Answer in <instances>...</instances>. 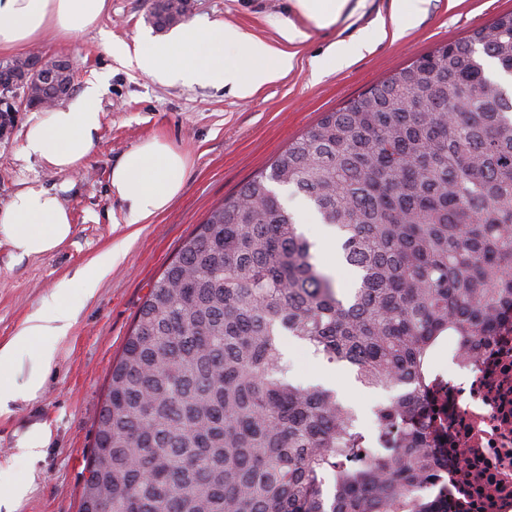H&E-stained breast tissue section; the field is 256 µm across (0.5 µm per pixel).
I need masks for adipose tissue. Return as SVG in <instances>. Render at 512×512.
Here are the masks:
<instances>
[{"label":"adipose tissue","mask_w":512,"mask_h":512,"mask_svg":"<svg viewBox=\"0 0 512 512\" xmlns=\"http://www.w3.org/2000/svg\"><path fill=\"white\" fill-rule=\"evenodd\" d=\"M425 0H396L389 16L378 18L374 40L339 42L330 51L334 63L350 65L369 52L374 41L402 39L422 13ZM106 0H0V51H14L45 31L70 39L96 27ZM284 42L275 48L218 21L189 23L168 40H144L135 49L137 68L159 83L193 85L213 82L247 97L292 71L293 44L307 34L292 20L278 27ZM99 85L85 88L67 105L32 123L21 148L24 160L38 161L60 173H78L101 128ZM187 156L157 138L142 141L113 166L109 189L122 205V221L142 224L165 211L185 188ZM73 232L68 209L55 191L27 181L0 204V237L23 259L55 251ZM75 315L66 291L53 294L48 310L31 315L13 339L0 347V369L13 368L21 353L34 351L49 366L57 343Z\"/></svg>","instance_id":"obj_1"}]
</instances>
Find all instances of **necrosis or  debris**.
Masks as SVG:
<instances>
[{
    "instance_id": "4bbe7bcc",
    "label": "necrosis or debris",
    "mask_w": 512,
    "mask_h": 512,
    "mask_svg": "<svg viewBox=\"0 0 512 512\" xmlns=\"http://www.w3.org/2000/svg\"><path fill=\"white\" fill-rule=\"evenodd\" d=\"M422 420L448 474L449 512H512V319L474 359L449 348Z\"/></svg>"
}]
</instances>
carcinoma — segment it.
Returning <instances> with one entry per match:
<instances>
[{
  "label": "carcinoma",
  "mask_w": 512,
  "mask_h": 512,
  "mask_svg": "<svg viewBox=\"0 0 512 512\" xmlns=\"http://www.w3.org/2000/svg\"><path fill=\"white\" fill-rule=\"evenodd\" d=\"M511 79L512 12L324 113L196 226L112 365L79 512H443L419 415L440 342L467 353L512 308ZM278 187L336 232L347 295ZM284 336L397 391L381 453L336 391L288 380Z\"/></svg>",
  "instance_id": "carcinoma-1"
}]
</instances>
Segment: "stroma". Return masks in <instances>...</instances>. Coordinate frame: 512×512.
Returning a JSON list of instances; mask_svg holds the SVG:
<instances>
[{
  "instance_id": "35a3bbf8",
  "label": "stroma",
  "mask_w": 512,
  "mask_h": 512,
  "mask_svg": "<svg viewBox=\"0 0 512 512\" xmlns=\"http://www.w3.org/2000/svg\"><path fill=\"white\" fill-rule=\"evenodd\" d=\"M191 2L190 19L221 21L271 46H281L278 23L285 18L309 29L310 37L298 44L292 72L246 98L213 83L163 85L111 55L105 38L132 49L140 38L155 37L147 0H107L95 29L66 41L49 32L30 46L44 58L69 61L74 94L89 83H102L101 129L73 176L20 157L26 129L44 117V110L23 109L0 135V202L22 182L36 180L60 192L74 225L71 238L54 252L19 263L0 240V346L28 317L46 309L58 289H69L76 310L50 366L39 367L28 353L15 369L0 373L5 386L21 384L36 368L43 375L35 397L9 401L0 410V512H79L112 364L150 284L213 208L269 168L323 113L342 108L419 56L512 11V0H458L453 6L448 0H427L405 37L375 43L348 67L316 80L313 68L332 44L371 37L375 20L389 16L393 0H366L355 16L326 29L308 28L292 0ZM154 137L188 155L185 189L149 223L131 228L113 223L112 213L121 204L109 191L111 169L126 151ZM116 245L121 248L118 259L94 294L84 295L75 275ZM283 355L290 377L335 390L357 411L362 427L370 426L376 405L389 397L388 391L362 386L348 367L328 363L305 346L286 342ZM36 425L48 429L49 439L39 455L30 456L18 441Z\"/></svg>"
}]
</instances>
